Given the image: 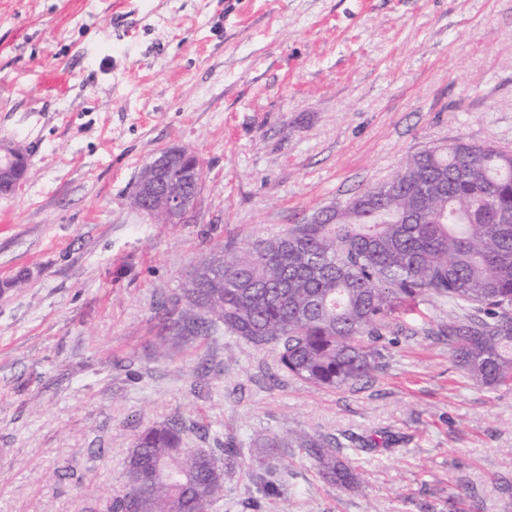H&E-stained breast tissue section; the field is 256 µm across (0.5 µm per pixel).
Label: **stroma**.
Returning <instances> with one entry per match:
<instances>
[{
	"label": "stroma",
	"mask_w": 512,
	"mask_h": 512,
	"mask_svg": "<svg viewBox=\"0 0 512 512\" xmlns=\"http://www.w3.org/2000/svg\"><path fill=\"white\" fill-rule=\"evenodd\" d=\"M51 68L67 78L46 88ZM457 141L512 151V0H0V145L31 168L0 195V512H101L137 435L171 420L186 447L237 446L214 512H512V383L456 368L447 298L407 304L384 368L341 389L220 325L156 348L208 249ZM181 147L201 191L153 223L130 198ZM304 433L342 442L357 488L261 445Z\"/></svg>",
	"instance_id": "obj_1"
}]
</instances>
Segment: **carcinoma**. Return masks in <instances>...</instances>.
<instances>
[{
    "instance_id": "obj_1",
    "label": "carcinoma",
    "mask_w": 512,
    "mask_h": 512,
    "mask_svg": "<svg viewBox=\"0 0 512 512\" xmlns=\"http://www.w3.org/2000/svg\"><path fill=\"white\" fill-rule=\"evenodd\" d=\"M384 187L379 203L353 197L284 234L211 251L174 301L182 326L164 324L163 352L203 332L202 310L248 344L279 347L288 374L340 389L383 367L364 339L407 302L446 296L471 310L448 321L452 359L479 386L512 381V154L437 146L408 157ZM265 445L303 448L323 481L357 487L326 438ZM128 466L137 490L108 512H213L224 487L214 452L183 447L176 421L142 432Z\"/></svg>"
}]
</instances>
